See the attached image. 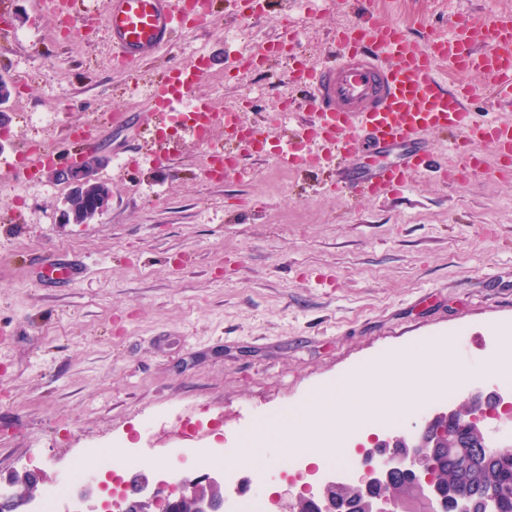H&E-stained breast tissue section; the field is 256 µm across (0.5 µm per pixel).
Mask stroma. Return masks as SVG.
Listing matches in <instances>:
<instances>
[{
	"label": "stroma",
	"mask_w": 512,
	"mask_h": 512,
	"mask_svg": "<svg viewBox=\"0 0 512 512\" xmlns=\"http://www.w3.org/2000/svg\"><path fill=\"white\" fill-rule=\"evenodd\" d=\"M57 25L56 0H0V76L13 85L0 155L64 145L69 127L99 132L98 179L108 208L87 224L67 220L69 188L44 174L26 181L0 166V487L40 469L52 485L95 444L136 459L125 477L158 483L172 448L194 449L182 479L235 473L255 413L300 408L315 390L371 360L425 339L473 340L467 391L504 386L485 372L512 356V181L487 168L466 181L410 176L395 196L347 198L336 169L285 170L272 150L247 154L239 174L203 178L192 132L149 110L153 83L205 56L196 88L239 106L252 124L281 100L287 116L270 142L298 129L305 91L288 57L237 72L235 51L264 46L286 25L292 55L314 64L336 51L351 0H270L243 19L212 0L173 43L116 66L103 23L106 0H74ZM512 0H387L384 19L420 42L457 24L484 46L490 15ZM131 114L116 124L112 114ZM59 113L45 124L43 116ZM81 260L66 286L36 282L41 257ZM205 419L188 435L183 423ZM223 451L224 465L208 455Z\"/></svg>",
	"instance_id": "35a3bbf8"
}]
</instances>
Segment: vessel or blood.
Instances as JSON below:
<instances>
[{
    "label": "vessel or blood",
    "mask_w": 512,
    "mask_h": 512,
    "mask_svg": "<svg viewBox=\"0 0 512 512\" xmlns=\"http://www.w3.org/2000/svg\"><path fill=\"white\" fill-rule=\"evenodd\" d=\"M192 0H108L103 22L112 36L114 57L120 63L155 52L167 45L190 12ZM340 53L334 61L301 68L298 83L310 89L305 108L309 122L302 126L307 155L299 157L291 140L276 146L275 158L284 168L322 167L336 162L342 172L336 188L349 197L387 196L399 193L408 173L441 175L463 180L483 171L484 161L470 149L474 143H491L499 159L512 164V122L470 112L471 90L451 91L440 65L456 70L467 62L484 79L496 97L512 100V13L492 19L484 48L472 47L466 28L433 39L430 49L400 26L374 16L363 0L352 22L337 29ZM201 76L197 66L179 65L152 87L150 98L157 112H196L212 109L209 98L196 94ZM431 131L457 133L450 145L459 157L456 166L436 155L426 144ZM95 134H76L66 149L47 147L43 163L30 167V175L73 160L75 147L90 149ZM386 155V163L362 165L365 152ZM82 265L58 255L43 257L36 269L41 280L75 281Z\"/></svg>",
    "instance_id": "1"
}]
</instances>
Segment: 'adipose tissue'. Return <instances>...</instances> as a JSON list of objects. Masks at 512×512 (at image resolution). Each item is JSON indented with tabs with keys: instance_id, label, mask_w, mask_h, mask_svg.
Wrapping results in <instances>:
<instances>
[{
	"instance_id": "ef3b65f1",
	"label": "adipose tissue",
	"mask_w": 512,
	"mask_h": 512,
	"mask_svg": "<svg viewBox=\"0 0 512 512\" xmlns=\"http://www.w3.org/2000/svg\"><path fill=\"white\" fill-rule=\"evenodd\" d=\"M445 347L440 340L421 342L405 355L369 366L318 390L304 408L279 423V445L289 454H296L300 437L309 431L310 420L324 424L339 412L351 417L375 411L402 420L409 397L428 393L442 377L456 391H463L465 375L446 372L440 360Z\"/></svg>"
}]
</instances>
